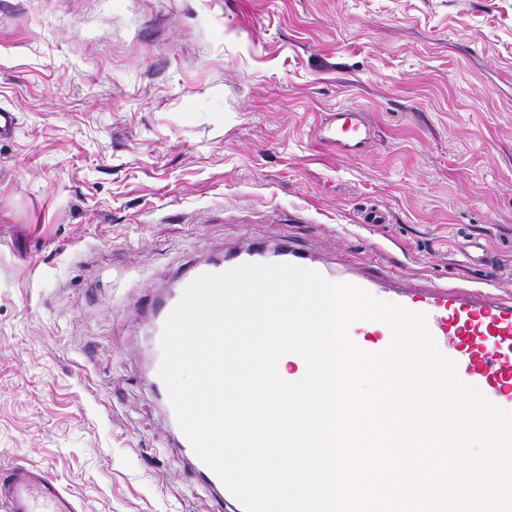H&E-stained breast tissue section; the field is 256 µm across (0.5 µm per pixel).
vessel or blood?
Returning <instances> with one entry per match:
<instances>
[{"mask_svg":"<svg viewBox=\"0 0 512 512\" xmlns=\"http://www.w3.org/2000/svg\"><path fill=\"white\" fill-rule=\"evenodd\" d=\"M323 145L351 156L367 152L371 129L362 112L342 105L322 125ZM337 281L374 297L426 313L439 349L457 364L460 379L512 410V298L492 288L462 290L435 283L403 284L397 271L376 276L354 267ZM0 512H78L73 495L46 470L17 465L0 473Z\"/></svg>","mask_w":512,"mask_h":512,"instance_id":"b4317fda","label":"vessel or blood"}]
</instances>
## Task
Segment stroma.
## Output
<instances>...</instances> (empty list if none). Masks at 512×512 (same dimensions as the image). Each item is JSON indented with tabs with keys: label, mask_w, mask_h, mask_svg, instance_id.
I'll return each instance as SVG.
<instances>
[{
	"label": "stroma",
	"mask_w": 512,
	"mask_h": 512,
	"mask_svg": "<svg viewBox=\"0 0 512 512\" xmlns=\"http://www.w3.org/2000/svg\"><path fill=\"white\" fill-rule=\"evenodd\" d=\"M1 109L0 471L80 512H234L150 387L188 267L287 236L512 297V0H0ZM318 137L323 145L351 156L366 153L372 142L371 129L363 113L348 105L339 106L331 113L330 121L320 126ZM195 471L201 477V479L207 483L214 491L218 504L224 507V498H230L238 502L226 489L220 479L214 474V472L207 467L197 456H196ZM239 503V502H238ZM240 504V503H239Z\"/></svg>",
	"instance_id": "35a3bbf8"
}]
</instances>
